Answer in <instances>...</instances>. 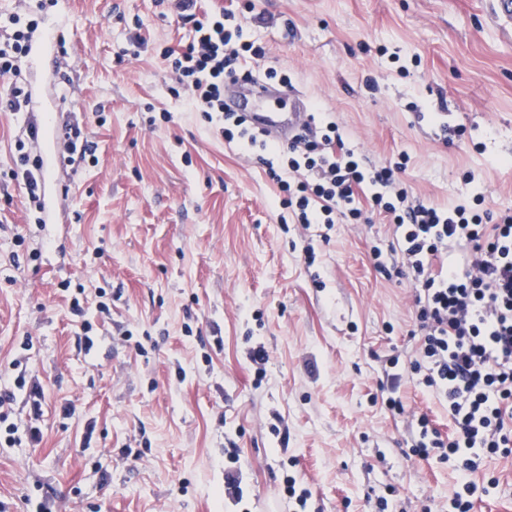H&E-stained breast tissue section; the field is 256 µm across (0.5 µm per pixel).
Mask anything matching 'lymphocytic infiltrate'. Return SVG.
Instances as JSON below:
<instances>
[{
    "mask_svg": "<svg viewBox=\"0 0 512 512\" xmlns=\"http://www.w3.org/2000/svg\"><path fill=\"white\" fill-rule=\"evenodd\" d=\"M45 0H18L0 15V77L25 65L31 19ZM175 19L191 25L182 48L163 57L188 94L190 106L216 119L226 140L256 149L283 203L303 227L360 220L371 207L393 224L395 273L415 289L417 356L409 368L420 385L446 405L454 425L445 437L419 416L409 431L418 456L440 450L473 472L491 454H512V210L476 211L469 201L448 206L414 201L402 166L365 167L346 146L338 124L322 117L318 129L282 148L224 108V83L255 79L264 46L248 40L233 9L201 10L199 0H175ZM12 179L26 194L27 218L41 209V173L33 137L17 140ZM369 188L367 199L358 191ZM465 247V263L447 261L451 245Z\"/></svg>",
    "mask_w": 512,
    "mask_h": 512,
    "instance_id": "obj_1",
    "label": "lymphocytic infiltrate"
}]
</instances>
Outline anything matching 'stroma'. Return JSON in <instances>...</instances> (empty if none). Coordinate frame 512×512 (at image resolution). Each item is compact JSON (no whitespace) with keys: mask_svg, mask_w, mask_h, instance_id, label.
<instances>
[{"mask_svg":"<svg viewBox=\"0 0 512 512\" xmlns=\"http://www.w3.org/2000/svg\"><path fill=\"white\" fill-rule=\"evenodd\" d=\"M71 2L56 23L65 53L20 75L98 145L55 223L24 220L9 170L26 124L0 112V389L15 392L18 436L0 444V512H293L291 477L306 512H456L459 460L406 445L412 412L451 431L445 405L408 381L398 414L379 389L387 357L417 344L412 285L370 252L391 225L373 214L323 238L283 223L263 166L176 91L161 51L189 27L155 0ZM234 8L265 67L366 165L405 162L429 203L480 194L512 209V33L492 0ZM16 359L43 388L39 420ZM471 479V512H512V456Z\"/></svg>","mask_w":512,"mask_h":512,"instance_id":"obj_1","label":"stroma"}]
</instances>
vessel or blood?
<instances>
[{"label": "vessel or blood", "instance_id": "b4317fda", "mask_svg": "<svg viewBox=\"0 0 512 512\" xmlns=\"http://www.w3.org/2000/svg\"><path fill=\"white\" fill-rule=\"evenodd\" d=\"M56 45L53 27H44L39 39L31 41L26 68L33 71L45 62L50 50ZM228 97L236 109L242 112L247 121L259 128L265 137L276 143L287 142L294 134L310 124L312 112L309 105L297 99L295 93L289 92L287 86H271L270 83L259 81L245 86L231 85ZM285 99L291 101V110L280 112L270 108L271 99ZM32 111L37 112L38 118L34 123L37 131L35 147L42 160L43 176L40 182L41 200L44 213L54 211V195L50 194V184H59L67 181L68 173L64 166L56 165L50 154V144L59 133V124L56 110L53 107L30 100Z\"/></svg>", "mask_w": 512, "mask_h": 512}]
</instances>
